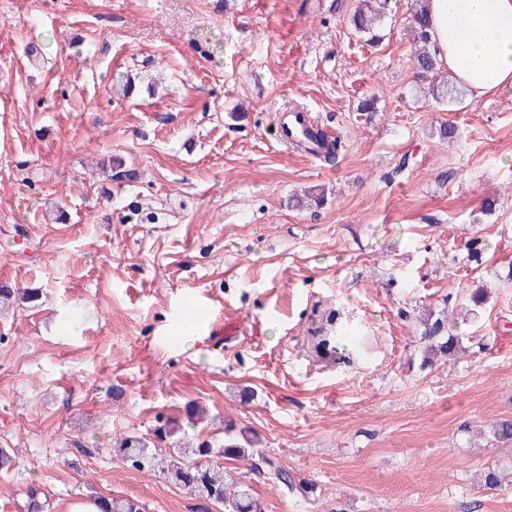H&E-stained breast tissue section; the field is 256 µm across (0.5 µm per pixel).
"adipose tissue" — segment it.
I'll use <instances>...</instances> for the list:
<instances>
[{
  "mask_svg": "<svg viewBox=\"0 0 512 512\" xmlns=\"http://www.w3.org/2000/svg\"><path fill=\"white\" fill-rule=\"evenodd\" d=\"M429 34L439 67L473 98L512 92V0H431Z\"/></svg>",
  "mask_w": 512,
  "mask_h": 512,
  "instance_id": "1",
  "label": "adipose tissue"
}]
</instances>
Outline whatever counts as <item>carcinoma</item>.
Listing matches in <instances>:
<instances>
[{
	"instance_id": "cac0c4a2",
	"label": "carcinoma",
	"mask_w": 512,
	"mask_h": 512,
	"mask_svg": "<svg viewBox=\"0 0 512 512\" xmlns=\"http://www.w3.org/2000/svg\"><path fill=\"white\" fill-rule=\"evenodd\" d=\"M428 2L429 0H411L412 29L416 42L415 62L420 72L425 74L437 70L436 58L429 40ZM385 4L386 0H360L351 18L356 33L366 36L370 42L378 40L376 24L383 16ZM429 95L436 103L451 106L459 103L463 91L450 76L434 82L429 89ZM313 140L318 143L324 162H337L341 150L339 140L330 141L327 136L319 133L313 136ZM324 200L323 190L315 188L293 199V204L296 207H318ZM418 322L425 359L448 356L459 344L460 338L448 332L447 314L431 310L420 317ZM181 429V424L166 421L147 434H131L118 439L114 451L136 470H152L158 465L162 466L161 473L170 482L188 490L199 499L224 507V512H264L251 478L232 475L218 461L220 457L232 460L249 456L256 444L250 430L242 428L237 431L229 425L224 429V440L221 442L215 439L203 440L194 448L173 447L168 452V458H156V454L151 452L156 443L173 439ZM266 465L265 470L254 467L255 475L265 474L292 491L297 488L288 472L269 460ZM96 500L107 504L103 512H143L139 501L132 498L98 496Z\"/></svg>"
}]
</instances>
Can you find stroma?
<instances>
[{"instance_id": "stroma-1", "label": "stroma", "mask_w": 512, "mask_h": 512, "mask_svg": "<svg viewBox=\"0 0 512 512\" xmlns=\"http://www.w3.org/2000/svg\"><path fill=\"white\" fill-rule=\"evenodd\" d=\"M356 4L0 0V286L19 291L0 512L33 488L49 512L92 491L221 512L113 453L166 420L190 441L252 429L229 471L269 458L306 486L254 478L264 512H512V482L479 484L512 465L491 435L512 419V94L436 104L410 0L376 46ZM295 105L341 139L337 164L279 141ZM311 187L326 204L289 206ZM478 287L464 353L422 366L419 311ZM341 326L369 341L334 363L315 345Z\"/></svg>"}]
</instances>
